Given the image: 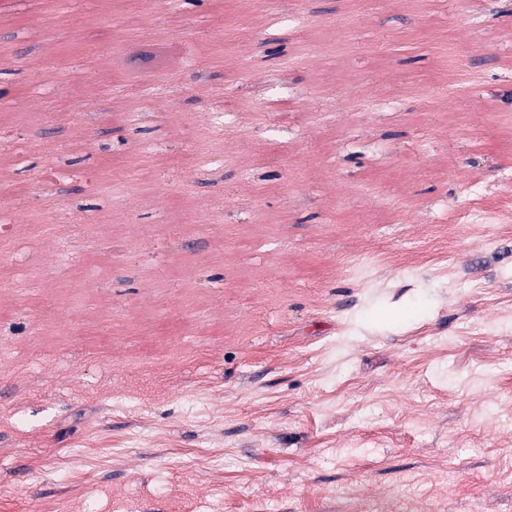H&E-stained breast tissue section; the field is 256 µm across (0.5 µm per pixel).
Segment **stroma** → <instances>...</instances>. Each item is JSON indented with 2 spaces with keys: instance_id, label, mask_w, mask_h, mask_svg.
I'll list each match as a JSON object with an SVG mask.
<instances>
[{
  "instance_id": "obj_1",
  "label": "stroma",
  "mask_w": 512,
  "mask_h": 512,
  "mask_svg": "<svg viewBox=\"0 0 512 512\" xmlns=\"http://www.w3.org/2000/svg\"><path fill=\"white\" fill-rule=\"evenodd\" d=\"M475 6L0 10L5 512H512V223L452 221L512 195Z\"/></svg>"
}]
</instances>
